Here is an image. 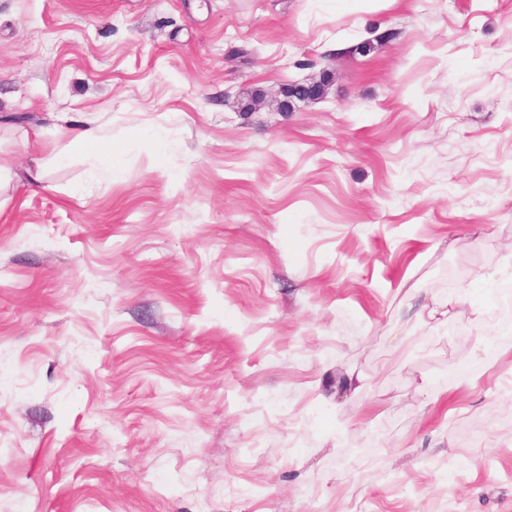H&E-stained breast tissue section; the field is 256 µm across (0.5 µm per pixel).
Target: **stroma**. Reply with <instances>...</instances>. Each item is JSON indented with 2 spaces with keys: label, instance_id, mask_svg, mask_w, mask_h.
I'll return each instance as SVG.
<instances>
[{
  "label": "stroma",
  "instance_id": "1",
  "mask_svg": "<svg viewBox=\"0 0 512 512\" xmlns=\"http://www.w3.org/2000/svg\"><path fill=\"white\" fill-rule=\"evenodd\" d=\"M507 282L512 0H0V512H512ZM327 72V70H323L321 75L323 73ZM321 75L319 80L311 79L310 81H306L303 83H294L288 86V93L292 92L290 94V109H285L282 107L283 100H276V110L277 112H289L292 111L294 108V102L295 101H315L319 100L321 97H319V90H320V83H321ZM67 135L71 146L79 151H89L96 154L102 161L103 167L113 175L117 165L116 155L112 150V138L97 133L94 129L84 125L69 127Z\"/></svg>",
  "mask_w": 512,
  "mask_h": 512
}]
</instances>
